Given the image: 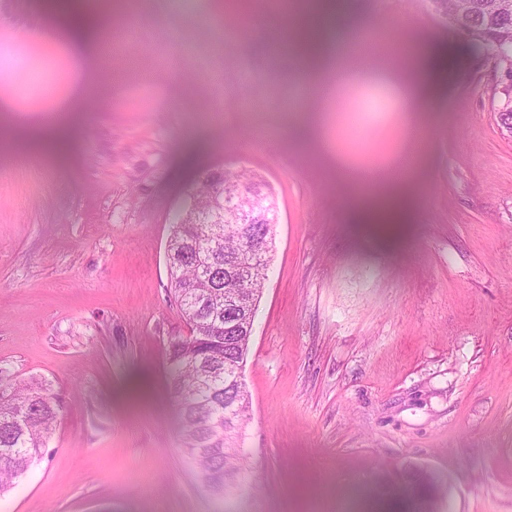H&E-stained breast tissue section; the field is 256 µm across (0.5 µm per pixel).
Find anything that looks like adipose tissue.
<instances>
[{"label": "adipose tissue", "instance_id": "obj_1", "mask_svg": "<svg viewBox=\"0 0 512 512\" xmlns=\"http://www.w3.org/2000/svg\"><path fill=\"white\" fill-rule=\"evenodd\" d=\"M108 8L106 0L90 4L89 0H69L66 10L57 13L51 30L37 36L51 49H60L68 58L77 59L85 83L95 80V62L101 18ZM297 55L304 61L314 82H333L344 90L359 85H375L386 89L397 106L398 126L422 127L427 109L437 96L438 75L446 71V57L435 48L419 46L409 54L380 53L372 69L358 70L337 65L334 45H326L317 53H309L306 45L297 44ZM353 202L365 223L393 224L405 208V198L395 192L393 184L381 183L376 194H359L358 184H351Z\"/></svg>", "mask_w": 512, "mask_h": 512}]
</instances>
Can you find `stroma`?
<instances>
[{
    "mask_svg": "<svg viewBox=\"0 0 512 512\" xmlns=\"http://www.w3.org/2000/svg\"><path fill=\"white\" fill-rule=\"evenodd\" d=\"M100 36L75 139L47 156L17 139L50 122L67 64L30 40L42 0H0V374L63 400L41 460L0 512H357L379 480L431 472L440 512H512V134L501 72L431 0H352L363 60L423 41L448 76L411 153L404 223L358 221L328 143L391 148L392 107L352 126L322 109L278 0H121ZM247 169L279 213L244 381L251 487L220 501L183 453L165 350L188 328L166 253L199 178Z\"/></svg>",
    "mask_w": 512,
    "mask_h": 512,
    "instance_id": "1",
    "label": "stroma"
}]
</instances>
